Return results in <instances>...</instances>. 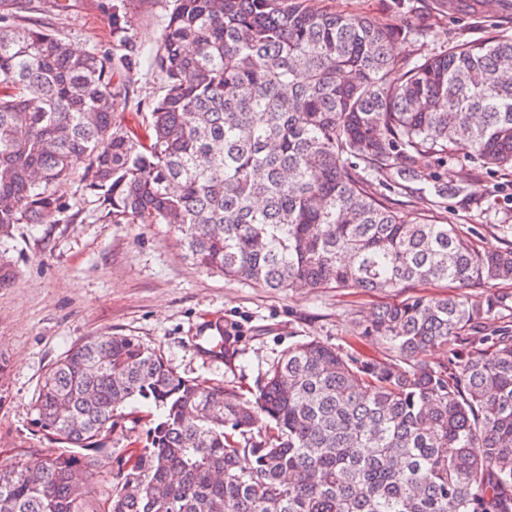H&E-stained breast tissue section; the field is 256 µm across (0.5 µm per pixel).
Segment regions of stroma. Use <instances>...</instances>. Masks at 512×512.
<instances>
[{
    "mask_svg": "<svg viewBox=\"0 0 512 512\" xmlns=\"http://www.w3.org/2000/svg\"><path fill=\"white\" fill-rule=\"evenodd\" d=\"M325 0L339 14H362L405 30L400 55L438 53L448 45L512 34V0ZM113 0H21L24 25L56 31L81 53L112 54ZM132 35L143 53L131 72V91L119 99L126 124L160 85L153 64L172 0H128ZM421 180L388 192L408 215L421 213L464 227H479L488 248L512 244V172L489 173L459 156L433 170L414 163ZM471 173L455 189L459 173ZM71 209L57 224H18L0 237V259L12 276L0 286V463L56 451L38 432L33 402L48 369L75 345L108 332L139 339L186 379L255 387L288 346L317 339L374 354L362 336L363 318L381 295L336 288L274 292L224 279L188 257L178 233L165 224H115L94 198L67 190ZM223 326L236 338L232 365L200 345Z\"/></svg>",
    "mask_w": 512,
    "mask_h": 512,
    "instance_id": "obj_1",
    "label": "stroma"
}]
</instances>
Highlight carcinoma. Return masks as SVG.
<instances>
[{"label":"carcinoma","instance_id":"carcinoma-1","mask_svg":"<svg viewBox=\"0 0 512 512\" xmlns=\"http://www.w3.org/2000/svg\"><path fill=\"white\" fill-rule=\"evenodd\" d=\"M17 9L0 0V236L59 223L76 179L112 223L167 224L228 279L398 300L364 319L380 356L300 341L250 398L132 336L87 339L34 403L70 448L1 464L0 512H512V292L410 293L512 284V246L411 219L365 177L414 178L416 154L512 172V35L412 61L394 53L400 25L319 0H174L160 94L131 126L114 111L139 54L122 6L118 67ZM131 400L160 415L103 497L98 455ZM422 294H435L442 293L448 291H456L458 293L466 294L472 300H484L485 298L499 293V292H511L512 284H497V283H486L479 285H471L467 288L462 289H454V288H445L444 285H425L421 288H418Z\"/></svg>","mask_w":512,"mask_h":512}]
</instances>
